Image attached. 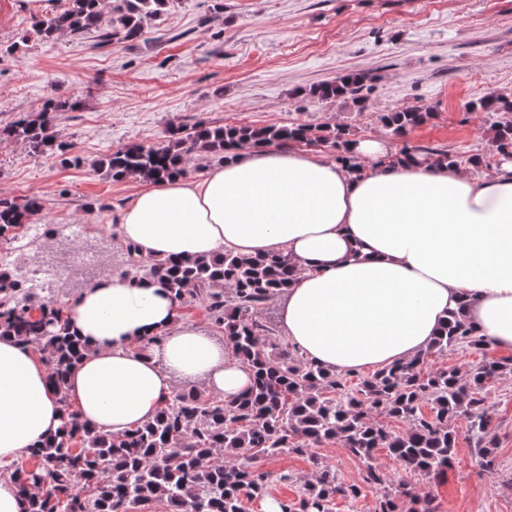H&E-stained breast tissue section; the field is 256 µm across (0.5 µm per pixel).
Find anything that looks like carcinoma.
<instances>
[{
    "label": "carcinoma",
    "instance_id": "carcinoma-1",
    "mask_svg": "<svg viewBox=\"0 0 512 512\" xmlns=\"http://www.w3.org/2000/svg\"><path fill=\"white\" fill-rule=\"evenodd\" d=\"M169 0H66L33 29L43 40L60 33L98 32L105 45L120 35L135 39L143 22L157 17ZM364 76L339 75L310 90L317 101L365 102ZM75 105L53 100L41 111L0 127V139L20 141L34 152L55 143L52 128L58 113ZM471 112L486 114L487 131L498 158L512 159V99L489 93L467 104ZM431 117L406 108L379 115L391 136L404 137ZM350 141L344 125L333 128L308 123L270 125H207L197 123L170 133L164 146L129 145L108 155L98 165L115 180H154L186 172L191 154L224 155L244 146L328 144L336 160L356 169L360 163L345 155ZM434 155L478 170L490 161L472 155L466 159L444 148L406 144L394 159L405 162L416 155ZM42 209L29 199L22 204L0 198V242L15 239L23 225ZM121 279L131 286L154 280L179 301H200L211 322L224 331V341L251 370L253 383L238 400L221 398L190 387L174 393L155 417L122 434L97 429L80 420L66 394L69 370L89 348L70 331L61 300L28 293L19 286L12 268L0 269V337L32 347L50 368L49 379L63 404L61 433L32 451L38 461L32 469L11 473L27 501V512H132L155 501L166 512H245L241 495L260 498L268 473L245 466L241 458L271 457L284 452L303 453L335 441L366 461V482L382 484L385 475L373 463L376 449L385 448L413 473L441 474L451 465L459 418L469 424V438L479 461L495 471V436L485 407L486 386L509 371L512 359L490 355V342L468 322L463 311L452 313L423 354L373 372L357 383L307 359L294 345L272 336L262 312L284 294L297 275L286 253L255 258L225 251L214 256L183 260L140 255L125 245ZM457 348L479 354L476 365L461 377L454 371H430L427 358L444 357ZM428 406L430 414L422 412ZM403 421L407 430L395 433L375 415ZM224 461L212 463L216 450ZM360 496L355 484L336 477L329 466L316 470L304 484L299 500L280 503L281 512H333L336 498L351 502Z\"/></svg>",
    "mask_w": 512,
    "mask_h": 512
}]
</instances>
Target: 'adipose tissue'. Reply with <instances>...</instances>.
Instances as JSON below:
<instances>
[{"mask_svg":"<svg viewBox=\"0 0 512 512\" xmlns=\"http://www.w3.org/2000/svg\"><path fill=\"white\" fill-rule=\"evenodd\" d=\"M362 164L299 149L241 148L203 179L148 183L121 211L118 239L157 258L288 253L299 273L280 324L309 360L335 373L377 370L424 353L451 311L512 350V161L481 177L438 156L393 164L377 139ZM160 284H92L69 320L91 352L67 393L81 420L118 434L152 419L175 379H204L231 401L252 384L232 349L178 320ZM164 333L138 354L140 336ZM62 409L47 365L0 338V464L54 438Z\"/></svg>","mask_w":512,"mask_h":512,"instance_id":"ef3b65f1","label":"adipose tissue"}]
</instances>
